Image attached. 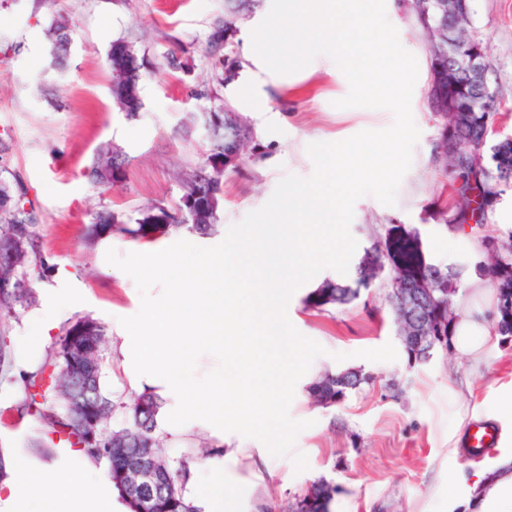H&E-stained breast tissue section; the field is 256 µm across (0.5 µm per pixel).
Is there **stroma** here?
Wrapping results in <instances>:
<instances>
[{
  "label": "stroma",
  "instance_id": "stroma-1",
  "mask_svg": "<svg viewBox=\"0 0 512 512\" xmlns=\"http://www.w3.org/2000/svg\"><path fill=\"white\" fill-rule=\"evenodd\" d=\"M270 6L271 0H262L253 15L239 17L228 43L215 53L209 38L224 23L225 0H0V142L9 146L0 164L23 184L55 266L48 278L35 281L34 304L0 315V333L11 340L17 368L31 370L69 324L85 316L102 323L101 383L117 405L111 427L127 425L123 405L138 393L112 353L117 340L112 316L137 313L140 294L135 282L113 275L102 247H86L84 229L92 213L107 207L133 218L154 204L175 207L182 195L178 172L200 165L211 146L203 113L226 107L245 117L253 138L239 166L224 173L220 231L201 240L211 247L230 226L264 206L285 176L313 174L310 144L384 129L394 120L384 109L337 107L349 85L343 73L325 62L290 76L250 73L244 42ZM471 9V32L486 45L489 83L509 114L502 133L512 136V0H471ZM386 15L418 62L412 113L420 137L396 205L370 195L359 198L350 227L357 248L348 271L328 268L322 278L354 284L367 250L384 252L391 237L410 235L418 246L435 252L436 265L458 273L464 286L484 253L477 244L468 250L448 245L441 213L452 208L456 195L451 176L434 159L441 119L428 101L425 35L408 0H386ZM56 20L74 26L69 63L61 72L52 65L47 35ZM119 38L144 60L143 108L134 116L113 105L110 93L107 53ZM172 51L181 69L166 67ZM106 147L127 157L129 175L123 184L96 185L85 175L98 150ZM393 275V263L384 257L356 300L321 310L308 306V288L293 294L291 323L325 350L312 362L310 376L355 368L370 380L329 407L315 403L306 388L296 390L289 413L310 426L299 433L294 450L306 456L308 468L296 472L292 456L271 458L261 468L249 450H241L235 470L248 497L243 512H288L295 498L320 479L339 488L332 512H445L449 475L468 480L475 463L490 465L512 451V421L502 419L500 447L448 458L449 386H466L468 419H487L494 404L512 391V342L496 344L480 372L453 351L415 366L402 351L392 362L360 358V351L398 340L388 301ZM52 288L69 299L71 308L55 322L43 348H26L20 338L41 319ZM22 399L20 386L0 388V453L36 465L58 463L86 482L97 479L99 465L75 449L40 453L30 448V438L44 432L46 423L21 414ZM157 422L166 454L184 460L186 486L197 483L227 450L197 429L171 432L165 415H158Z\"/></svg>",
  "mask_w": 512,
  "mask_h": 512
}]
</instances>
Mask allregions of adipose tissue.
I'll return each mask as SVG.
<instances>
[{
  "instance_id": "ef3b65f1",
  "label": "adipose tissue",
  "mask_w": 512,
  "mask_h": 512,
  "mask_svg": "<svg viewBox=\"0 0 512 512\" xmlns=\"http://www.w3.org/2000/svg\"><path fill=\"white\" fill-rule=\"evenodd\" d=\"M469 288V296L456 300L451 345L478 366L494 343L483 314L495 290L478 277ZM457 494L474 504L477 512H512V453L501 455L494 466H476L469 484L458 488ZM0 512H115L114 492L101 479L75 481L58 467L19 462L12 480L0 488Z\"/></svg>"
}]
</instances>
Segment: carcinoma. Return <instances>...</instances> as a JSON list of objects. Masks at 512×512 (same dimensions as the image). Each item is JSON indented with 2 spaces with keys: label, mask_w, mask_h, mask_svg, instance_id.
<instances>
[{
  "label": "carcinoma",
  "mask_w": 512,
  "mask_h": 512,
  "mask_svg": "<svg viewBox=\"0 0 512 512\" xmlns=\"http://www.w3.org/2000/svg\"><path fill=\"white\" fill-rule=\"evenodd\" d=\"M434 0H411L415 17L428 38L429 53V102L432 110L445 118L436 158L457 185V201L448 211L445 223L452 228L467 227L478 233L486 260L478 271L496 289L497 301L492 311L495 329L503 339L512 337V312L503 310L505 300H512V229L501 236L485 234L488 215L495 209L503 192L512 187V140L496 143L492 160L486 161V169L477 170L471 161V152L480 149L487 128L495 123V95L472 98L474 111L461 112L455 120L448 119V45L460 50L468 45L470 35L457 33L451 42L439 37L438 30L448 28V17L433 7ZM236 17L224 19V26L215 31L210 39L214 51L223 47L230 37ZM50 53L54 65L62 70L66 66L63 50L65 41L71 39L67 23L54 22L50 29ZM143 60L134 57L132 68L115 82L117 86L132 89L141 94L139 72ZM209 121L211 149L207 158H222L227 137L237 140L246 148L251 131L248 125L233 112H211ZM200 167L178 174L182 186L179 204L170 209L153 205L139 214L135 227L131 228L123 215L109 208L94 212L86 227L87 243L91 246L116 234H127L135 240L155 241L169 234L187 230L202 236L216 232L219 221L220 194L222 189L212 186L198 175ZM95 184L114 186L128 178V161L116 149L103 152L87 173ZM15 248L14 255L0 262V314L11 312L18 305H29L34 299L32 276L46 278L54 269L41 245L37 231L34 208L28 205L26 191L16 175L0 176V248ZM396 275L401 284L413 290L420 283L440 272V268L423 264L420 253L412 241L397 239L391 246ZM457 288L455 275L450 273L439 289L424 298L423 311L409 318L394 310L398 324H417L429 336L436 314H448V304L453 302ZM359 289L337 286L331 282L315 289L308 301L316 308L329 305H345L357 297ZM104 326L91 317H83L71 324L57 342L56 351L49 359L32 371L14 373V357L7 348L6 337L0 338V384H21L25 394L21 412L39 415L49 425L44 436L31 440L30 447L52 448L66 444L77 449L86 459L95 463H112V485L119 498L129 509L137 512V503L126 494V488L134 480L126 458H133L137 449H151L156 464L168 474L169 486L154 491L155 512H200L185 495L178 474L185 471L184 463L166 455L155 435L159 399L150 393L139 395L128 404L130 424L118 429L108 426L112 416V399L101 387L99 352L103 341ZM367 382L364 373L349 372L336 380L327 374L319 375L308 386L312 396H347ZM113 445L108 450L107 445ZM330 499L324 496L322 482H313L289 507V512H331Z\"/></svg>",
  "instance_id": "cac0c4a2"
}]
</instances>
